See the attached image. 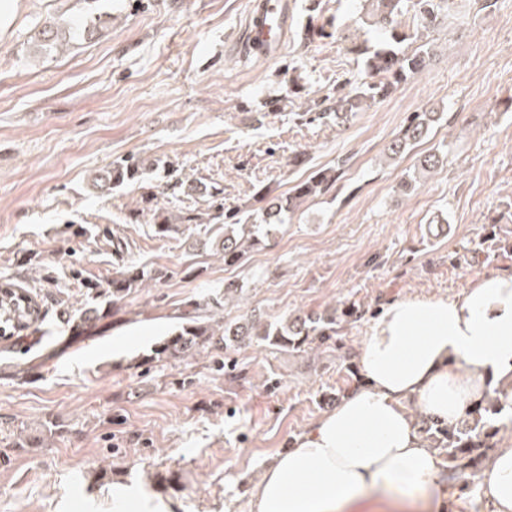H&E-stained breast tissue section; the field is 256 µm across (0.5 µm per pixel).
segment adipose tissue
Listing matches in <instances>:
<instances>
[{"mask_svg": "<svg viewBox=\"0 0 512 512\" xmlns=\"http://www.w3.org/2000/svg\"><path fill=\"white\" fill-rule=\"evenodd\" d=\"M357 360L363 384L265 470L250 512H361L374 493L392 512H449L448 463L412 413L454 425L493 378L512 399V274L390 303ZM480 498L487 512H512V449L493 455Z\"/></svg>", "mask_w": 512, "mask_h": 512, "instance_id": "ef3b65f1", "label": "adipose tissue"}]
</instances>
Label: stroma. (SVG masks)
<instances>
[{
	"instance_id": "stroma-1",
	"label": "stroma",
	"mask_w": 512,
	"mask_h": 512,
	"mask_svg": "<svg viewBox=\"0 0 512 512\" xmlns=\"http://www.w3.org/2000/svg\"><path fill=\"white\" fill-rule=\"evenodd\" d=\"M252 2L101 0L112 16L103 35L47 57L36 27L80 22L83 0H23L0 42V277L28 256L59 282L41 332L0 339V512H113L124 487L169 512H245L266 466L361 385L357 350L383 306L512 273V0L486 10L458 0L424 71L340 123L305 111L366 81L349 51L361 0H288V39L268 58L248 43ZM331 18L340 33L321 34ZM416 112L440 118L385 161ZM429 152L441 165L402 192ZM131 155L158 170L93 193L89 173ZM166 165L192 190L171 192ZM318 168L335 169L333 188L225 266L223 231L203 216L221 205L255 218L259 195H282ZM159 209L201 223L162 238L151 227ZM439 224L449 234L431 236ZM77 225L84 235L73 236ZM130 262L168 277L112 320L60 329L59 304L82 301L70 264L105 281ZM228 282L246 287L224 309L230 322L341 303L356 314L306 354L231 352L229 373L203 355L131 367L188 302ZM50 418L61 434L17 447Z\"/></svg>"
}]
</instances>
